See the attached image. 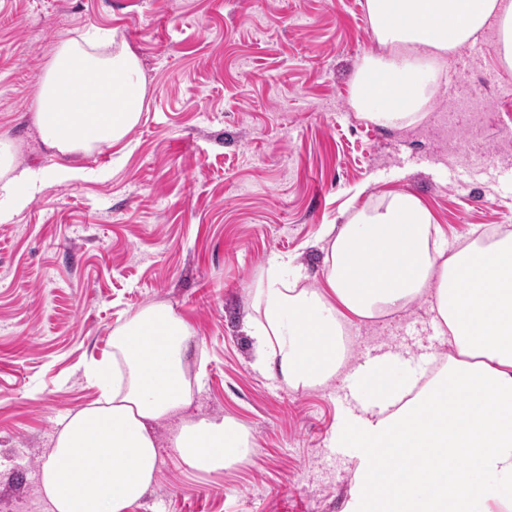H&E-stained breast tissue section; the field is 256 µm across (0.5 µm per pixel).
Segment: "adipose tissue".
I'll return each mask as SVG.
<instances>
[{
  "label": "adipose tissue",
  "instance_id": "ef3b65f1",
  "mask_svg": "<svg viewBox=\"0 0 512 512\" xmlns=\"http://www.w3.org/2000/svg\"><path fill=\"white\" fill-rule=\"evenodd\" d=\"M377 42L388 57L363 58L351 105L392 127L419 122L431 108L447 54L493 31L512 68V0H366ZM146 92L128 47L100 49L98 32L62 41L38 83L35 125L56 155L124 150ZM0 140V222L51 181L77 178L78 166L19 167ZM326 256L317 287L287 257L259 280L250 336L258 366L294 389L332 380L350 354L346 328L430 296L438 326L455 350L436 373L415 355L385 352L353 370L356 411L342 435L364 447L357 512H512V233L479 234L449 245L423 202L389 193L345 224L325 225ZM375 264L359 271L355 255ZM190 330L151 305L112 332V357L84 366L99 390L66 416L41 484L52 512H128L158 469L153 426L190 403L185 358ZM196 472H216L250 451L227 418L185 422L174 438Z\"/></svg>",
  "mask_w": 512,
  "mask_h": 512
}]
</instances>
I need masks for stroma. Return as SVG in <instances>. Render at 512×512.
<instances>
[{
  "label": "stroma",
  "mask_w": 512,
  "mask_h": 512,
  "mask_svg": "<svg viewBox=\"0 0 512 512\" xmlns=\"http://www.w3.org/2000/svg\"><path fill=\"white\" fill-rule=\"evenodd\" d=\"M90 28L136 54L147 92L123 158H75L80 178L0 223V512H50L41 470L60 421L98 397L84 363L154 304L187 323L188 373L204 376L186 417L234 419L251 452L193 472L171 444L178 418L161 420L156 482L129 512H348L364 454L337 429L351 381L297 391L257 370L253 289L281 255L316 286L322 226L390 191L420 198L452 244L512 225V69L489 42L451 53L428 133H409L351 106L358 64L385 53L366 0H0V139L21 165L54 162L37 81ZM349 332L355 366L453 352L426 296Z\"/></svg>",
  "instance_id": "stroma-1"
}]
</instances>
